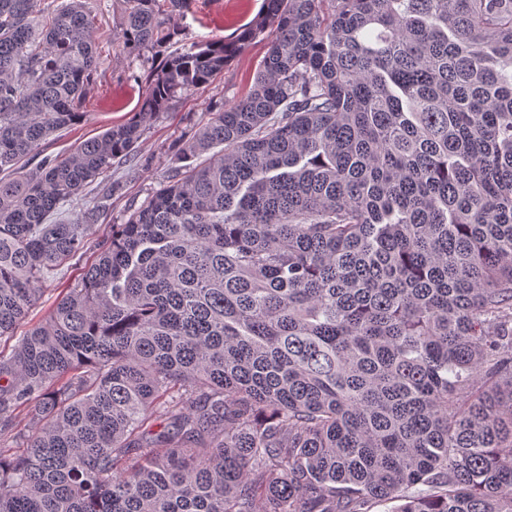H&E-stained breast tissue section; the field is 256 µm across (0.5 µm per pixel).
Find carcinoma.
<instances>
[{
  "mask_svg": "<svg viewBox=\"0 0 512 512\" xmlns=\"http://www.w3.org/2000/svg\"><path fill=\"white\" fill-rule=\"evenodd\" d=\"M122 2L160 64L58 158L95 15L0 0V512H512V0H263L173 52L189 0ZM268 30L125 223L49 222ZM78 261H73L58 272L57 278L47 281L39 286L40 298L37 305L31 310L29 317L17 329V335H22L31 325L37 323L55 304L62 287L66 282L76 278L82 271Z\"/></svg>",
  "mask_w": 512,
  "mask_h": 512,
  "instance_id": "obj_1",
  "label": "carcinoma"
}]
</instances>
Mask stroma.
I'll list each match as a JSON object with an SVG mask.
<instances>
[{"instance_id": "obj_1", "label": "stroma", "mask_w": 512, "mask_h": 512, "mask_svg": "<svg viewBox=\"0 0 512 512\" xmlns=\"http://www.w3.org/2000/svg\"><path fill=\"white\" fill-rule=\"evenodd\" d=\"M87 4L96 19L94 37L103 63L86 98L87 118L50 136L42 145L45 154L60 158L128 118L142 93L147 67L142 59L129 56L112 43L113 31L121 27V0H87ZM261 4L262 0H191L188 9L173 12L170 26L177 30V41L182 45L225 40L251 21ZM265 51V39L253 40L211 85L182 95L159 115L144 132L133 157L113 166L114 191L98 217L99 231L124 223L160 183L167 181L173 168L171 146L190 129L206 123L212 107L236 102L252 89Z\"/></svg>"}]
</instances>
